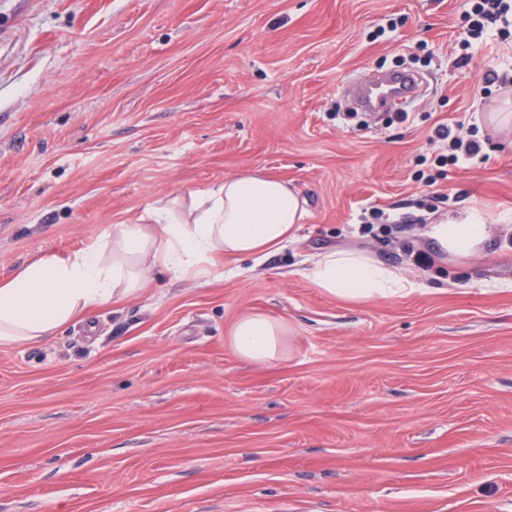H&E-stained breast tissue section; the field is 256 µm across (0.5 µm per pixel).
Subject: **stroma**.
I'll use <instances>...</instances> for the list:
<instances>
[{"instance_id":"stroma-1","label":"stroma","mask_w":512,"mask_h":512,"mask_svg":"<svg viewBox=\"0 0 512 512\" xmlns=\"http://www.w3.org/2000/svg\"><path fill=\"white\" fill-rule=\"evenodd\" d=\"M467 0H0V280L246 168L306 201L295 240L225 277H162L39 344L0 345V512H512V35ZM407 67L422 93L344 119ZM482 144L438 162L440 125ZM463 210L493 245L457 259ZM362 249L413 291L330 297ZM424 252L431 262L413 263ZM289 328L273 365L229 332ZM427 236L451 257L466 259L483 252L489 242L488 224L475 210L459 212L430 224ZM286 326L265 313H249L240 317L230 330L229 346L242 360L274 364L283 355Z\"/></svg>"}]
</instances>
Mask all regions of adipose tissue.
<instances>
[{"mask_svg":"<svg viewBox=\"0 0 512 512\" xmlns=\"http://www.w3.org/2000/svg\"><path fill=\"white\" fill-rule=\"evenodd\" d=\"M306 216L299 191L262 169H245L185 196L159 201L146 215L114 225L87 247L47 253L0 281V345L33 344L89 309L144 288L154 275L206 280L227 257H256L294 240ZM428 237L455 258L483 252L488 226L474 210L429 225ZM326 294L351 301L411 290L397 270L367 252L328 250L303 270ZM286 326L265 313L240 317L229 346L262 364L283 355Z\"/></svg>","mask_w":512,"mask_h":512,"instance_id":"obj_1","label":"adipose tissue"}]
</instances>
